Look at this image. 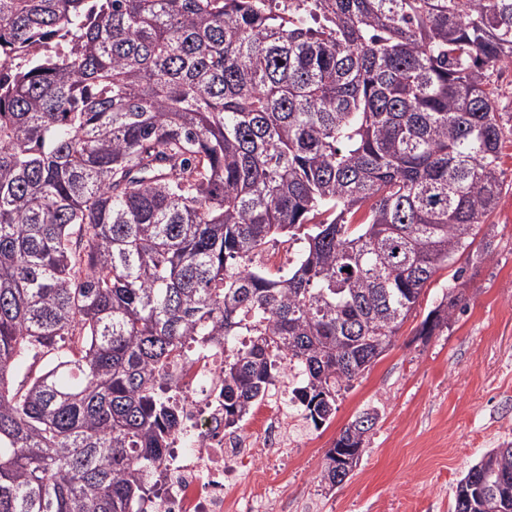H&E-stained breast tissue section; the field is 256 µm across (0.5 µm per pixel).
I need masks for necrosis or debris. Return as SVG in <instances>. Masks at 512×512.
Masks as SVG:
<instances>
[{
	"label": "necrosis or debris",
	"instance_id": "obj_1",
	"mask_svg": "<svg viewBox=\"0 0 512 512\" xmlns=\"http://www.w3.org/2000/svg\"><path fill=\"white\" fill-rule=\"evenodd\" d=\"M180 388L183 431L167 455L166 487L145 512H235L224 495L237 485L234 460L265 454L288 445V427L280 402L266 398L250 413V428L224 431V347H188L169 369Z\"/></svg>",
	"mask_w": 512,
	"mask_h": 512
}]
</instances>
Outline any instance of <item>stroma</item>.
Here are the masks:
<instances>
[{
    "label": "stroma",
    "mask_w": 512,
    "mask_h": 512,
    "mask_svg": "<svg viewBox=\"0 0 512 512\" xmlns=\"http://www.w3.org/2000/svg\"><path fill=\"white\" fill-rule=\"evenodd\" d=\"M491 238L476 237L465 308L435 336H419L451 282L440 270L393 345L352 381L319 426L289 410L294 447L240 469L238 498L256 479L277 487L268 512H450L456 483L488 450L512 443V146ZM377 409L357 467L336 487L320 481L326 454L355 417Z\"/></svg>",
    "instance_id": "stroma-1"
}]
</instances>
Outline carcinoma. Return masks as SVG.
Returning a JSON list of instances; mask_svg holds the SVG:
<instances>
[{
    "instance_id": "obj_1",
    "label": "carcinoma",
    "mask_w": 512,
    "mask_h": 512,
    "mask_svg": "<svg viewBox=\"0 0 512 512\" xmlns=\"http://www.w3.org/2000/svg\"><path fill=\"white\" fill-rule=\"evenodd\" d=\"M504 62L512 0H0V512H145L189 342L224 430L286 373L329 420L506 189ZM451 512H512L511 444ZM493 79L499 88V108L502 109L499 112L512 113V64L505 62L497 66Z\"/></svg>"
}]
</instances>
